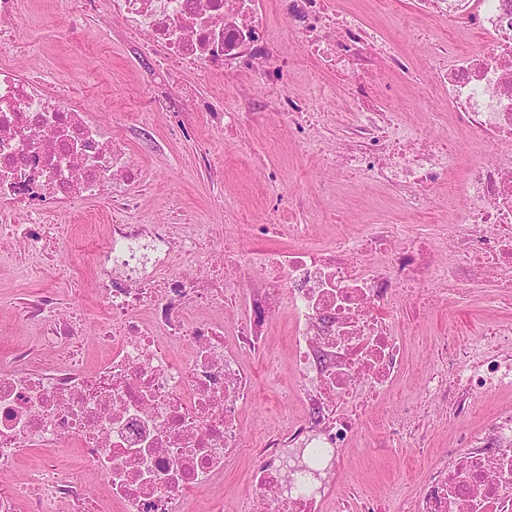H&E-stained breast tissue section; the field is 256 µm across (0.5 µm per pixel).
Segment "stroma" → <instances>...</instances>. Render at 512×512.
<instances>
[{"instance_id":"obj_1","label":"stroma","mask_w":512,"mask_h":512,"mask_svg":"<svg viewBox=\"0 0 512 512\" xmlns=\"http://www.w3.org/2000/svg\"><path fill=\"white\" fill-rule=\"evenodd\" d=\"M21 17L29 41L26 52L0 49V64H13L32 76L54 74L80 100L83 109L105 128L123 129L129 140L131 159L138 164L145 183L135 195L136 219H156L182 228L185 221L215 228L259 224L267 217L273 198L287 199L288 188L304 183L307 206L302 214L319 225L322 240L336 232V223L360 225L365 204L389 197L388 189L359 184L345 175L320 168L302 159L285 122L259 116L242 126L237 141L224 140L212 127L214 103L225 109L239 104L240 76L208 71L183 72L180 85L190 88L174 111L151 108L149 98L167 73L149 56L140 54L114 22L107 0L86 17L72 14L70 0H20ZM389 29L400 47L413 59L430 50V43L417 35L413 0H391ZM316 107L332 116L322 129L326 146H335L346 127L349 101L337 82H330ZM249 142L242 151L239 141ZM276 172V185L265 182L266 172ZM112 206L107 199L85 200L72 213L71 232L61 251L64 271L45 268L41 261L17 248L0 250V350L17 346L33 348L35 356L46 351L37 346V331L20 322L22 308L50 291L61 303L81 298L89 354L98 347L93 337L105 314L96 302L90 261L106 231ZM491 311L479 300L464 303L456 313L434 306L428 317L406 327L414 364L427 363L422 340L445 332L473 338ZM256 396L246 415L247 426H272V412L296 413L294 398L284 397L272 385L260 362H253ZM366 451L351 454L342 478L346 488L374 493L381 512H395L400 500L413 497L431 462L411 448L381 447V433L365 428L359 438Z\"/></svg>"}]
</instances>
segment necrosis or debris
<instances>
[{
	"label": "necrosis or debris",
	"instance_id": "obj_1",
	"mask_svg": "<svg viewBox=\"0 0 512 512\" xmlns=\"http://www.w3.org/2000/svg\"><path fill=\"white\" fill-rule=\"evenodd\" d=\"M108 2L152 53L271 92L300 155L393 189L399 208L327 246L311 224L252 225L249 233L292 242L255 250L208 224L176 233L120 207L91 261L106 314L99 360L83 352L81 310L58 315L49 297L21 317L40 322L38 341L58 358L28 348L0 357V479L41 451L25 483L0 492V512H56L64 500L70 512H99L105 501L119 512H224L198 494L249 457L252 491L236 512H378L338 484L369 411L405 374L416 377L411 404L381 421L393 447L428 449L424 419L461 425L484 394L512 391V320L484 323L473 344L450 333L430 339L416 370L395 328L436 303L457 310L482 286L487 308L512 306V0H417L421 20L480 35L476 46L448 40L431 53L418 98L437 106L423 126L403 122L386 81L413 76L412 59L338 0H276L282 32L265 22L260 0ZM296 58L348 87L336 151L315 142L325 113L285 86ZM469 139L479 151L464 165L457 144ZM142 178L125 136L89 119L52 76L0 64V234L43 257L78 201L116 197ZM443 192L454 203L450 224L412 230L407 215ZM16 213L25 223H13ZM282 307L285 376L265 337ZM253 355L300 406L254 443L245 435ZM64 450L74 453L67 467L57 460ZM408 512H512V410L435 456Z\"/></svg>",
	"mask_w": 512,
	"mask_h": 512
}]
</instances>
